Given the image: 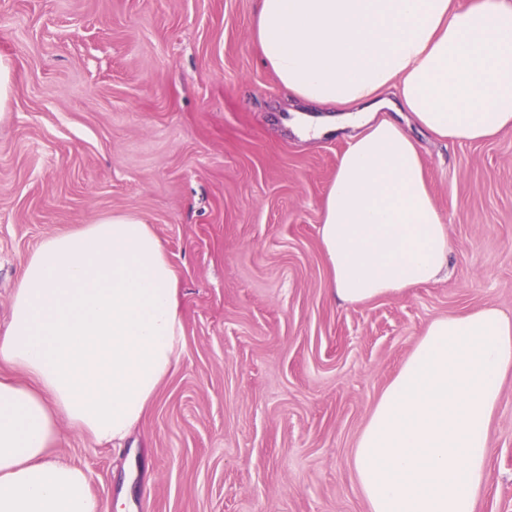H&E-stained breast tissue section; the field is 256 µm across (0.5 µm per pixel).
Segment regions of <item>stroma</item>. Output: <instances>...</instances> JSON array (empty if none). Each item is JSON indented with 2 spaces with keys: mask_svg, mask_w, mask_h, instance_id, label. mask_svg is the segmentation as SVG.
Instances as JSON below:
<instances>
[{
  "mask_svg": "<svg viewBox=\"0 0 512 512\" xmlns=\"http://www.w3.org/2000/svg\"><path fill=\"white\" fill-rule=\"evenodd\" d=\"M255 0H0V324L41 239L117 211L179 271L185 351L126 448L57 454L124 512H368L352 466L372 405L434 319L512 315V131L421 145L448 273L342 304L320 211L349 129L305 139L258 61ZM476 512H512V375Z\"/></svg>",
  "mask_w": 512,
  "mask_h": 512,
  "instance_id": "obj_1",
  "label": "stroma"
}]
</instances>
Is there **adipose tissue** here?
Wrapping results in <instances>:
<instances>
[{
  "label": "adipose tissue",
  "instance_id": "adipose-tissue-1",
  "mask_svg": "<svg viewBox=\"0 0 512 512\" xmlns=\"http://www.w3.org/2000/svg\"><path fill=\"white\" fill-rule=\"evenodd\" d=\"M252 38L279 85L356 127L325 197L321 251L338 300L399 296L447 272L450 239L418 144L512 130V0H257ZM184 353L180 280L151 224L116 212L45 236L0 330V512H111L56 454L72 426L119 447ZM512 373V316L431 321L353 450L369 512H475L490 423Z\"/></svg>",
  "mask_w": 512,
  "mask_h": 512
}]
</instances>
